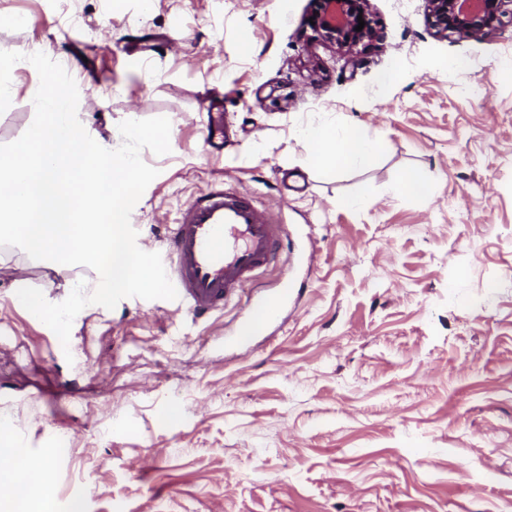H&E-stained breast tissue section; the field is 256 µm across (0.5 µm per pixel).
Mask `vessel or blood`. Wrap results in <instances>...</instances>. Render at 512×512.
Listing matches in <instances>:
<instances>
[{"mask_svg":"<svg viewBox=\"0 0 512 512\" xmlns=\"http://www.w3.org/2000/svg\"><path fill=\"white\" fill-rule=\"evenodd\" d=\"M288 247V229L249 195L213 189L198 196L167 238L166 273L178 297L203 316L235 298Z\"/></svg>","mask_w":512,"mask_h":512,"instance_id":"b4317fda","label":"vessel or blood"}]
</instances>
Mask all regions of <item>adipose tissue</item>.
<instances>
[{"label":"adipose tissue","mask_w":512,"mask_h":512,"mask_svg":"<svg viewBox=\"0 0 512 512\" xmlns=\"http://www.w3.org/2000/svg\"><path fill=\"white\" fill-rule=\"evenodd\" d=\"M299 136L310 150L305 159L309 168H349L370 162L375 156L379 142L361 127L351 125L342 133L321 128L300 130ZM0 451L12 456L19 468L0 473L4 483H22L28 512H54L53 475L49 463L30 456L26 449L14 441L0 444Z\"/></svg>","instance_id":"1"}]
</instances>
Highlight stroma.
<instances>
[{
    "mask_svg": "<svg viewBox=\"0 0 512 512\" xmlns=\"http://www.w3.org/2000/svg\"><path fill=\"white\" fill-rule=\"evenodd\" d=\"M315 7L0 0V50L23 55L0 144L34 119L42 52L92 138L170 120V153H141L159 171L131 213L142 250L222 184L288 226L276 268L223 310L91 304L66 346L17 291L59 303L91 268L0 247V424L48 458L56 512H512V17L438 38L427 0H369L380 38L353 62L313 38ZM347 125L376 157L308 169L299 130ZM415 168L428 196L395 194ZM258 299L275 317L236 336Z\"/></svg>",
    "mask_w": 512,
    "mask_h": 512,
    "instance_id": "35a3bbf8",
    "label": "stroma"
}]
</instances>
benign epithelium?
I'll return each mask as SVG.
<instances>
[{
  "label": "benign epithelium",
  "mask_w": 512,
  "mask_h": 512,
  "mask_svg": "<svg viewBox=\"0 0 512 512\" xmlns=\"http://www.w3.org/2000/svg\"><path fill=\"white\" fill-rule=\"evenodd\" d=\"M512 0H428V24L437 37L480 39L502 24L505 6ZM369 0H317L310 29L339 49L353 53L379 38ZM364 28L356 30L358 19Z\"/></svg>",
  "instance_id": "1"
}]
</instances>
